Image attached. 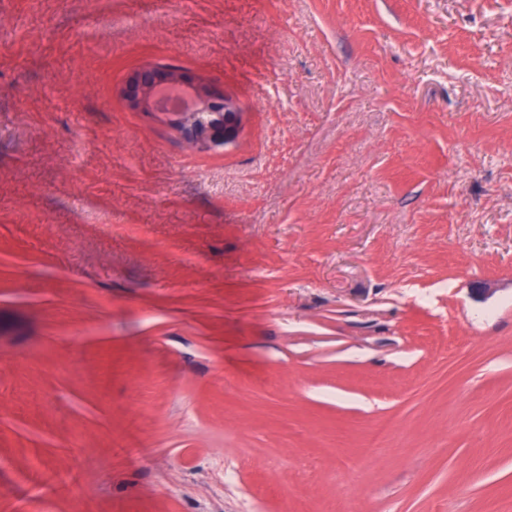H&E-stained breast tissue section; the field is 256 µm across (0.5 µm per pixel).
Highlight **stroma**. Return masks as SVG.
I'll return each mask as SVG.
<instances>
[{
    "mask_svg": "<svg viewBox=\"0 0 512 512\" xmlns=\"http://www.w3.org/2000/svg\"><path fill=\"white\" fill-rule=\"evenodd\" d=\"M0 512H512V0H0ZM170 88H177L191 102L186 110L165 113L175 116L182 138L191 147L205 150L236 139L241 113L235 103L223 90L203 83L183 68L143 67L128 75L120 93L130 108L158 112L157 103Z\"/></svg>",
    "mask_w": 512,
    "mask_h": 512,
    "instance_id": "35a3bbf8",
    "label": "stroma"
}]
</instances>
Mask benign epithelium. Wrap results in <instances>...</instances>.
Masks as SVG:
<instances>
[{"mask_svg":"<svg viewBox=\"0 0 512 512\" xmlns=\"http://www.w3.org/2000/svg\"><path fill=\"white\" fill-rule=\"evenodd\" d=\"M176 88L191 107L173 112L182 138L193 148L209 149L233 142L239 134L240 112L224 91L203 83L182 68L143 67L132 72L120 93L139 112L157 111L163 93Z\"/></svg>","mask_w":512,"mask_h":512,"instance_id":"7a95c632","label":"benign epithelium"}]
</instances>
